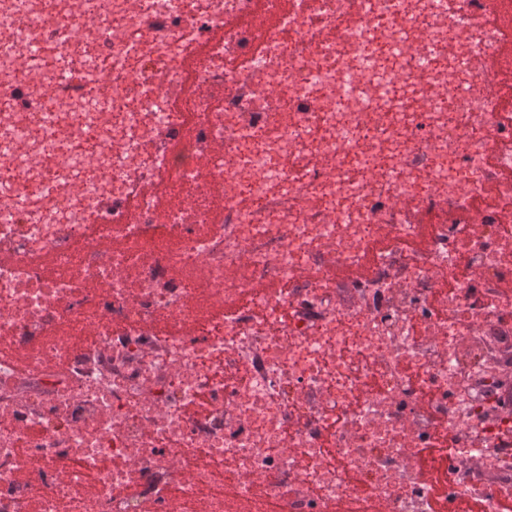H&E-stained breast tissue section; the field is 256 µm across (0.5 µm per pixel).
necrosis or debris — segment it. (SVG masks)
Listing matches in <instances>:
<instances>
[{
    "mask_svg": "<svg viewBox=\"0 0 512 512\" xmlns=\"http://www.w3.org/2000/svg\"><path fill=\"white\" fill-rule=\"evenodd\" d=\"M428 2L0 0V512H500L512 0Z\"/></svg>",
    "mask_w": 512,
    "mask_h": 512,
    "instance_id": "obj_1",
    "label": "necrosis or debris"
}]
</instances>
